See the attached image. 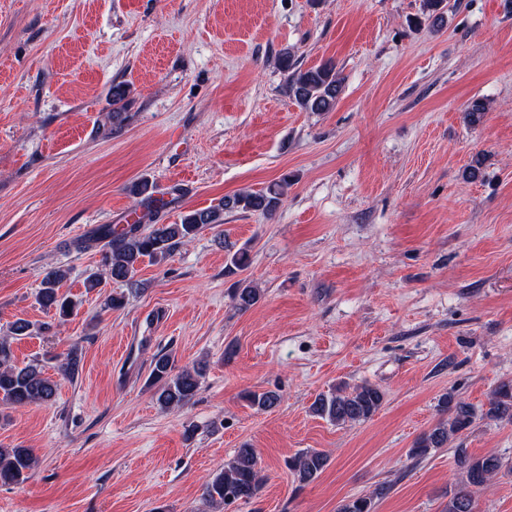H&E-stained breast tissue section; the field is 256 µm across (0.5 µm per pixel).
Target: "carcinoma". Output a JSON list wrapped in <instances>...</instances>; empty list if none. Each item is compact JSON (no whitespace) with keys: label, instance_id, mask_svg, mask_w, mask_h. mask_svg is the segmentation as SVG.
I'll return each mask as SVG.
<instances>
[{"label":"carcinoma","instance_id":"obj_1","mask_svg":"<svg viewBox=\"0 0 512 512\" xmlns=\"http://www.w3.org/2000/svg\"><path fill=\"white\" fill-rule=\"evenodd\" d=\"M277 64L286 75L285 93L297 105L310 112H329L336 105L341 91L343 77L331 62L304 69L285 50L277 58ZM129 90L121 84L112 87V125L120 126L127 120L124 101ZM288 177L254 193L226 195L216 206L197 209L183 215L175 224H151L144 226L138 220L121 229L110 224L100 226L94 240L104 242L103 263L105 275H95L86 282V288L94 290L105 283V278L125 281L132 278L140 263L148 259L158 261L166 258L177 247L190 242L203 228L221 224L224 213L233 211L273 213L280 205L288 189ZM129 193L143 201L153 199L154 185L146 178L131 184ZM65 271L51 267L43 277L38 302L48 311H54L59 319L69 317L75 303L67 296L59 294ZM262 293L259 288L245 280L238 282L232 293V301L239 311H246L259 302ZM81 359L77 352L66 355L60 366L62 374L73 380L78 376ZM203 369H183L175 371L172 354L160 352L152 359L149 378L155 388L157 403L165 409L182 408L195 397ZM57 383L45 376L39 361L33 360L20 367L13 363L11 342L0 339V400L12 405L43 404L54 400ZM251 407L267 410L280 401L275 391L247 392L244 395ZM383 393L375 386L364 383L353 388L339 384L326 394L315 398L310 411L336 425L357 423L369 419L382 405ZM440 411L448 417L438 420L424 432L409 450L412 458H422L434 448L446 447L461 433L469 429L478 416L487 419L512 423V378L501 381L488 401V408L477 412L476 407L448 392L439 400ZM457 468L463 480L452 493L448 494L445 512H471V498L477 490L487 485L502 469V459L494 454L473 456L468 449L459 445L454 448ZM36 457L30 448H0V483L21 484L30 478ZM328 465L325 453L307 449L288 461L300 485L305 486L317 479ZM262 486L255 449L245 446L237 450L233 458L224 462L203 495L214 507L248 502L254 498ZM383 489L374 490L369 495L354 497L343 503L338 512H373L374 497Z\"/></svg>","mask_w":512,"mask_h":512}]
</instances>
